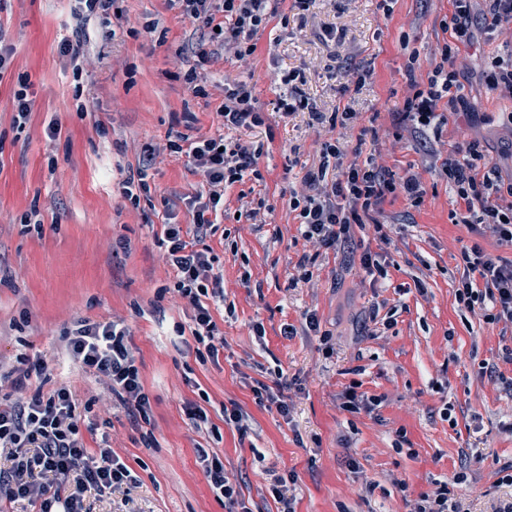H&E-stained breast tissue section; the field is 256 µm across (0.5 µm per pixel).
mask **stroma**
I'll return each instance as SVG.
<instances>
[{"mask_svg": "<svg viewBox=\"0 0 512 512\" xmlns=\"http://www.w3.org/2000/svg\"><path fill=\"white\" fill-rule=\"evenodd\" d=\"M79 7L78 0H0V30L12 47L0 71V364L15 365L20 355L43 362L51 387L92 403L97 432L86 435L88 446L108 434L137 476L131 491L88 495L91 512H232L207 482L201 448L237 481L249 512H278L272 487L292 474L295 512H410L420 494L443 486L462 512H504L512 487L498 479L512 464V365L500 357L512 348V331L458 305L455 290L464 246L478 241L506 258L512 249L455 223L454 192L428 171L431 150L476 138L486 160L512 175L505 125L512 101L481 78L500 42L482 36L468 52L464 94L477 121L452 117L438 135L397 138L391 114L406 94L400 38L429 60L449 0H394L388 17L378 0H315L302 20L281 0L244 63L199 54V30L166 0H116L111 13L81 26ZM68 42L79 44V57L64 52ZM180 49L209 73L207 96L189 89L175 62ZM336 59L370 72L353 97L338 91ZM288 71L302 75L311 108L286 116L276 108L284 88L273 76ZM23 76L32 106L20 123ZM228 78L252 85L261 126L224 131L217 110ZM344 106L356 113L346 124H313L311 111ZM52 122L61 126L54 140L46 134ZM370 122L379 139L364 152H380L397 174L421 172L425 201L417 209L400 198L385 203L388 241L359 228L354 252L324 251L300 236L289 192L317 163V141L355 145ZM225 133L260 147L263 178L228 187L224 219L205 240L224 268V307L213 314L224 350L203 363L193 311L173 290L156 239L166 215L188 223L183 199L200 177L162 148L180 134ZM153 148L161 154L148 170L151 195L132 204L123 182ZM259 198L270 204L261 223L240 218L243 202ZM119 239L127 248L116 247ZM366 249L386 278L366 275ZM304 267L307 282L299 278ZM309 313L318 331L307 329ZM80 318L124 321L151 401L148 419L69 361L64 335ZM289 325L296 333L287 337ZM495 361L498 378L482 371ZM280 377L290 385L284 415L253 393ZM352 389L379 405L344 410ZM190 403L203 406L208 424L194 425ZM228 408L241 411V425L225 423ZM457 474L462 483H454Z\"/></svg>", "mask_w": 512, "mask_h": 512, "instance_id": "obj_1", "label": "stroma"}]
</instances>
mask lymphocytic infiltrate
<instances>
[{
  "label": "lymphocytic infiltrate",
  "instance_id": "f902f5d3",
  "mask_svg": "<svg viewBox=\"0 0 512 512\" xmlns=\"http://www.w3.org/2000/svg\"><path fill=\"white\" fill-rule=\"evenodd\" d=\"M448 14L438 21L443 38L432 61L418 50L407 52L404 65L407 95L392 112L400 131L423 134L436 130L449 116L467 111L461 75L466 67L463 51L477 30L500 40L504 54L491 57L485 79L500 97L512 100V0H450ZM185 20L208 31L210 43L225 55L242 61L254 54L257 32L267 27L278 10V0H168ZM224 128L262 125L250 85L225 80L224 103L218 111ZM362 127L356 147L335 140L319 144L320 161L307 169L301 191L291 192L302 237L327 251L338 252L354 243V226L373 225L382 230L384 205L401 198L421 206L427 194L421 174L396 176L376 155H363L361 146L376 135ZM169 154L187 157L202 182L185 196L189 225L165 223L158 239L175 273L173 288L193 309L192 335L203 344L208 359H218L224 338L213 309L224 305V270L202 241L215 233L224 216L226 187L257 174L260 149L223 138L186 142L184 136L168 141ZM436 177L454 191L462 210L457 223L471 233L494 237L512 248V182H504L497 167L486 161L480 141L470 140L448 152L433 165ZM464 272L455 298L467 310L482 306L486 323L512 326V259L493 254L480 244L464 248ZM67 354L85 372L103 380L113 396L141 415H148L150 400L141 383L137 358L120 321L80 319L67 333ZM25 357L14 367H0V503H20L29 512H90V492L135 487L137 478L114 454L107 442L89 449L86 424L72 392L65 387L46 391L32 384Z\"/></svg>",
  "mask_w": 512,
  "mask_h": 512
}]
</instances>
